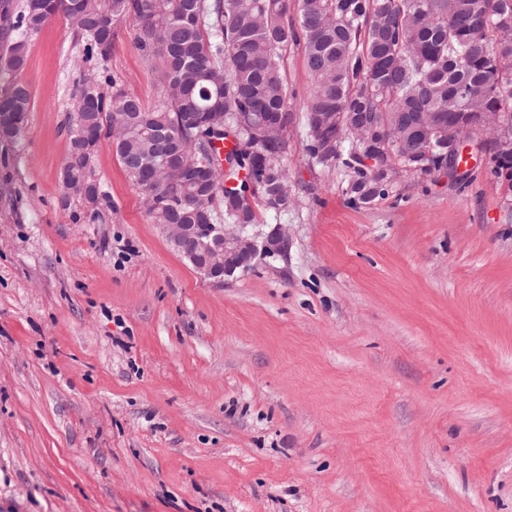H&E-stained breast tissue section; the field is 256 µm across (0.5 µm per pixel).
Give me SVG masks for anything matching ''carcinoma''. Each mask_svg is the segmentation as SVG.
<instances>
[{
    "mask_svg": "<svg viewBox=\"0 0 512 512\" xmlns=\"http://www.w3.org/2000/svg\"><path fill=\"white\" fill-rule=\"evenodd\" d=\"M58 0L51 12L44 0H24L12 29L18 37L5 43V69L11 74L0 101V123L16 136L30 109V90L19 78L28 38L57 15L79 17L75 33L85 39V61L93 68L106 62L112 33L133 19L135 45L156 67L162 99L148 107L135 95L101 91V82L76 84L68 115L69 150L62 180L89 183L79 197L84 217L94 221L112 208L110 195L94 178L98 141L76 146L74 121L109 137L103 115L125 112L115 150L130 181L154 196L150 217L183 224H254L251 199L269 209H285L288 150L285 134L292 123L282 76V52L303 48L310 77L304 106L307 150L322 165L350 172L346 194L351 204L367 205L388 194L395 165L408 164L400 143L414 145L415 175L442 170L448 148V117L464 126L482 119L493 133L489 114L512 123V0ZM282 119L279 137L256 131L266 114ZM317 112H339L325 128ZM354 112H377L383 122L375 132L352 124ZM224 132L217 133L215 128ZM200 159L214 149L213 139L233 137L238 145L234 168L246 178L233 187L234 172H218L200 187L188 182L148 184L144 168L130 162L161 161L159 137ZM491 173L512 191V154L487 140ZM224 196V214L214 203Z\"/></svg>",
    "mask_w": 512,
    "mask_h": 512,
    "instance_id": "carcinoma-1",
    "label": "carcinoma"
}]
</instances>
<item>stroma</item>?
Wrapping results in <instances>:
<instances>
[{"mask_svg": "<svg viewBox=\"0 0 512 512\" xmlns=\"http://www.w3.org/2000/svg\"><path fill=\"white\" fill-rule=\"evenodd\" d=\"M134 34L102 89L150 106ZM83 59L64 17L30 37V112L0 139V512H512V191L472 158L351 205L307 151L293 46L292 202L245 229L288 246L215 284L110 140L111 211L62 204Z\"/></svg>", "mask_w": 512, "mask_h": 512, "instance_id": "35a3bbf8", "label": "stroma"}]
</instances>
